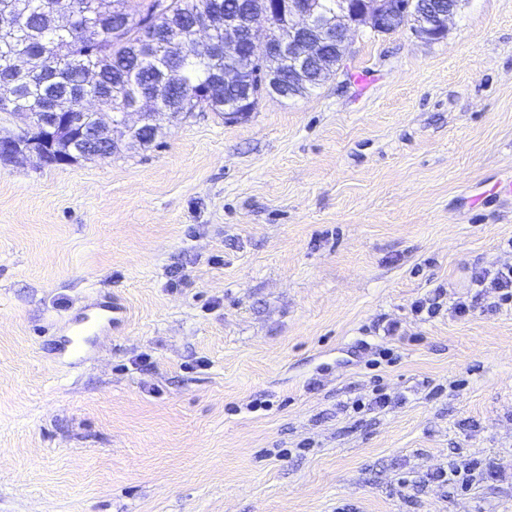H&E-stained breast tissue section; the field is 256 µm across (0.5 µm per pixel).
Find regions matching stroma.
I'll list each match as a JSON object with an SVG mask.
<instances>
[{"label":"stroma","mask_w":512,"mask_h":512,"mask_svg":"<svg viewBox=\"0 0 512 512\" xmlns=\"http://www.w3.org/2000/svg\"><path fill=\"white\" fill-rule=\"evenodd\" d=\"M351 42L307 97L0 164V512H512V302L471 284L512 266V0ZM448 10H436L426 21H421L415 34L425 40H439L448 31V21L457 13L459 0H448ZM123 310L115 302L103 301L86 309L71 323L70 335L64 340L63 356L79 354L92 346L97 337L112 329L122 320Z\"/></svg>","instance_id":"obj_1"}]
</instances>
